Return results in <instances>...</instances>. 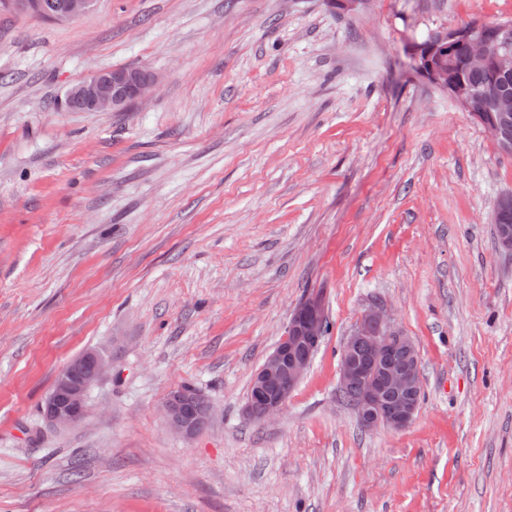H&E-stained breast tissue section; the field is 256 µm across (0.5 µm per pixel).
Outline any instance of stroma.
<instances>
[{
    "label": "stroma",
    "mask_w": 512,
    "mask_h": 512,
    "mask_svg": "<svg viewBox=\"0 0 512 512\" xmlns=\"http://www.w3.org/2000/svg\"><path fill=\"white\" fill-rule=\"evenodd\" d=\"M512 0H93L0 5V512H512V157L417 74L412 46ZM154 71L125 112L68 89ZM329 331L282 413H243L289 317ZM383 307L420 354L403 430H365L342 347ZM110 362L77 426L40 406ZM212 406L186 440L170 391ZM24 14L46 15L52 19L69 21L84 15L91 0H3ZM158 75L143 66L98 70L67 91L73 112H123L145 100ZM84 363L92 364V368L82 365L73 369V373L81 377L70 373L71 366ZM105 369L106 361L96 350L85 351L74 358L57 375L53 389L44 400L42 409L47 424L54 428H68L84 419L89 412L88 393ZM186 389L200 394L207 401L196 388L185 384L183 388L174 389L169 393L161 406V414L174 431L186 439H192L196 435V420L190 413V405L192 402H197L198 397L194 392Z\"/></svg>",
    "instance_id": "1"
}]
</instances>
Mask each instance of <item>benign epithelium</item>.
<instances>
[{"label": "benign epithelium", "instance_id": "7a95c632", "mask_svg": "<svg viewBox=\"0 0 512 512\" xmlns=\"http://www.w3.org/2000/svg\"><path fill=\"white\" fill-rule=\"evenodd\" d=\"M24 14L46 15L69 21L84 15L91 0H3ZM462 48V56L456 49ZM415 69L435 86L445 90L459 108L473 117L487 131L501 153L512 155V22H478L470 28L437 30L428 40L414 47ZM488 75L492 83L469 82L460 71ZM158 75L143 66L113 67L98 70L67 91L73 112H123L145 100L156 87ZM325 335V316L318 299L308 297L293 311L285 334L263 364L255 371L251 394L244 413L251 410L252 400L265 401L269 420L279 414L291 392L307 372L311 355L305 351L318 344ZM395 345L408 349L414 344L394 327L384 309L366 310L347 339L340 362L339 388L345 389L360 379L364 390L358 395L354 410L369 431L380 426L400 430L414 420L419 407V353H410L403 362H390ZM366 348L365 358L349 355L353 347ZM92 364L91 372L75 377L70 367ZM106 361L96 350L74 358L56 377L53 389L43 404L47 424L68 428L84 419L89 412L88 393L102 377ZM391 392L396 399L382 400ZM198 401L195 393L177 388L161 406L164 421L186 439L196 435V420L190 405Z\"/></svg>", "mask_w": 512, "mask_h": 512}]
</instances>
